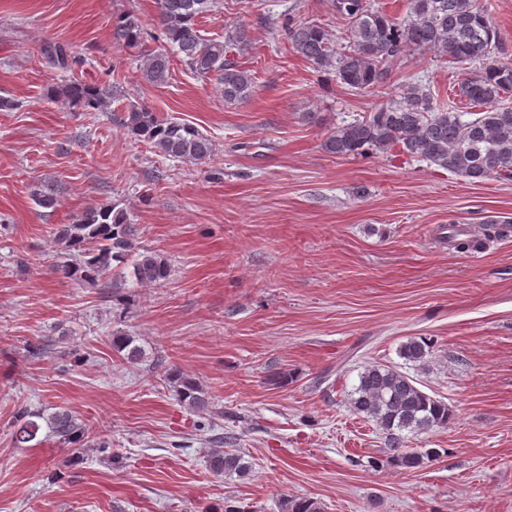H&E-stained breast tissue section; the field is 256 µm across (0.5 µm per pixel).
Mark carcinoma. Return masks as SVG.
I'll return each instance as SVG.
<instances>
[{
  "instance_id": "carcinoma-1",
  "label": "carcinoma",
  "mask_w": 512,
  "mask_h": 512,
  "mask_svg": "<svg viewBox=\"0 0 512 512\" xmlns=\"http://www.w3.org/2000/svg\"><path fill=\"white\" fill-rule=\"evenodd\" d=\"M217 0H156L158 24L168 46L176 50L191 73L213 80L224 102L248 99L254 91V75L240 67L233 52L246 51L252 37L248 26L238 24L223 41L200 34L198 20L211 11ZM407 16L394 17L374 7L371 0H331V7L346 22L342 46L333 35L315 22L288 25L287 41L300 57L323 71H333L349 89L371 93L384 85L394 67L418 52H430L456 65L478 66L458 86V95L478 108L472 118L438 103L430 86L408 83L386 101L364 115L336 126L323 140L322 148L333 155L356 158L370 152L407 156L446 169L470 182L488 177L512 179V107L501 105L512 92V63L496 59L498 31L480 0H406ZM112 38L119 45L138 49L146 40L139 15L131 10L117 15L112 23ZM43 57L57 70L66 73L74 57L59 43H48ZM137 70L147 84L160 87L170 79L171 60L163 49H145L139 55ZM51 101H61L86 112H112L115 120L136 141L143 142L159 155L193 164L203 163L215 153L210 136L197 127L162 117L147 107L129 100L113 85H90L69 79L47 92ZM137 227L131 214L117 203L87 208L59 232L64 253L78 256L60 265L64 276L78 283L105 288L120 284L107 282L112 263L132 260L129 276L136 285L161 283L170 276L168 263L148 249L139 250ZM136 338L118 332L112 347L130 363L143 361ZM430 343L411 339L400 346L405 360L425 365ZM168 381L193 411L224 416L196 380L178 370ZM353 410L371 420L386 435L382 455L369 460V466L393 465L405 470L420 467L424 459L438 455L433 448L422 453L409 447L406 434H423L448 425L452 411L448 404L418 387L409 374L394 366L373 363L364 367L359 383L351 393ZM59 442L83 448L89 429L67 408L49 414L28 406L13 416L17 446H37L42 427ZM216 476L245 475L250 465L244 456L222 447L215 448L207 460ZM283 512H323L321 503L311 498L288 499Z\"/></svg>"
}]
</instances>
